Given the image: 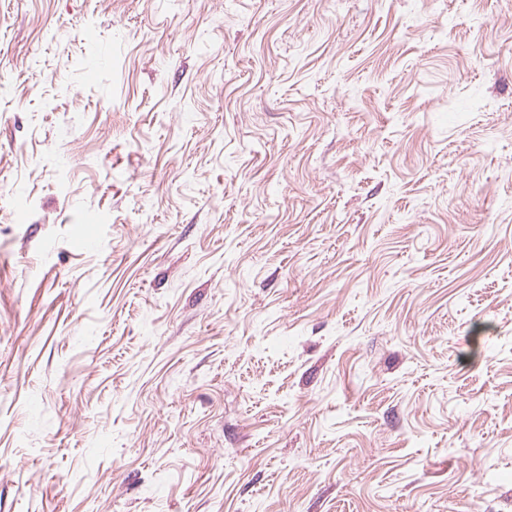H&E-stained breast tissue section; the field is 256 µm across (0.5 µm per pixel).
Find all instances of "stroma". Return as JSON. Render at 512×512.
Here are the masks:
<instances>
[{
	"instance_id": "1",
	"label": "stroma",
	"mask_w": 512,
	"mask_h": 512,
	"mask_svg": "<svg viewBox=\"0 0 512 512\" xmlns=\"http://www.w3.org/2000/svg\"><path fill=\"white\" fill-rule=\"evenodd\" d=\"M0 512H512V0H0Z\"/></svg>"
}]
</instances>
